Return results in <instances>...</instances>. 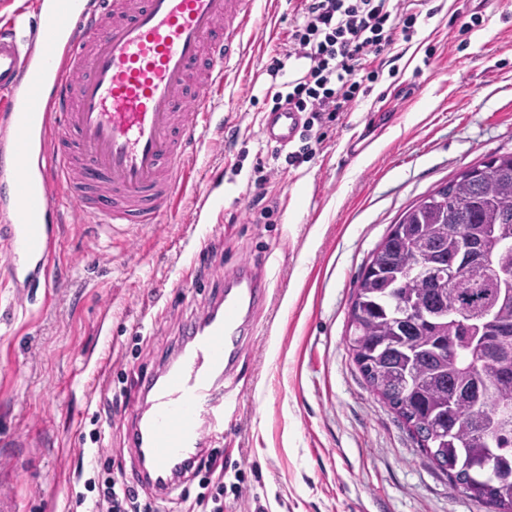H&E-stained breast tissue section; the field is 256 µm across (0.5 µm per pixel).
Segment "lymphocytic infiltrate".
<instances>
[{"label": "lymphocytic infiltrate", "mask_w": 512, "mask_h": 512, "mask_svg": "<svg viewBox=\"0 0 512 512\" xmlns=\"http://www.w3.org/2000/svg\"><path fill=\"white\" fill-rule=\"evenodd\" d=\"M417 19L402 0H304L283 57L268 69L275 77L283 73L288 59L309 64L303 77L281 83L274 94L276 107L289 105L304 114L302 144L287 153L289 165L311 160L323 141L324 127L340 120L357 98V73L366 71L370 81H377L380 72L374 62L384 60L397 39H410ZM97 504L103 512H154L134 487L113 478L105 480Z\"/></svg>", "instance_id": "f902f5d3"}]
</instances>
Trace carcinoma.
Returning <instances> with one entry per match:
<instances>
[{
	"mask_svg": "<svg viewBox=\"0 0 512 512\" xmlns=\"http://www.w3.org/2000/svg\"><path fill=\"white\" fill-rule=\"evenodd\" d=\"M455 225L475 257L458 255ZM380 247L351 306L355 362L459 493L512 512V152L422 196Z\"/></svg>",
	"mask_w": 512,
	"mask_h": 512,
	"instance_id": "1",
	"label": "carcinoma"
}]
</instances>
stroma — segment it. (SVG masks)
I'll return each mask as SVG.
<instances>
[{
  "label": "stroma",
  "instance_id": "stroma-1",
  "mask_svg": "<svg viewBox=\"0 0 512 512\" xmlns=\"http://www.w3.org/2000/svg\"><path fill=\"white\" fill-rule=\"evenodd\" d=\"M301 0H258L250 72L214 115L176 217L116 234L60 226L58 280L13 298L0 278V512H72L85 482L136 484L127 406L171 361L219 291L216 269L246 263L266 302L226 380L224 512H489L461 495L369 388L345 342L357 281L400 214L460 170L512 151V0H423L410 41L311 161L273 159L261 120L277 90ZM481 20L460 35L457 14ZM398 100L381 134L368 113ZM370 140L352 156L349 144ZM268 170L256 188L257 165ZM209 195L221 223L197 214Z\"/></svg>",
  "mask_w": 512,
  "mask_h": 512
}]
</instances>
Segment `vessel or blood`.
<instances>
[{
  "label": "vessel or blood",
  "mask_w": 512,
  "mask_h": 512,
  "mask_svg": "<svg viewBox=\"0 0 512 512\" xmlns=\"http://www.w3.org/2000/svg\"><path fill=\"white\" fill-rule=\"evenodd\" d=\"M34 24L0 27V275L14 287L48 278L61 194L89 222L158 224L192 169L225 88L245 62L257 0H31ZM303 124L266 113L279 147ZM191 323L175 361L130 404L132 451L145 477L171 487L224 435L222 383L264 285L249 265Z\"/></svg>",
  "instance_id": "1"
}]
</instances>
